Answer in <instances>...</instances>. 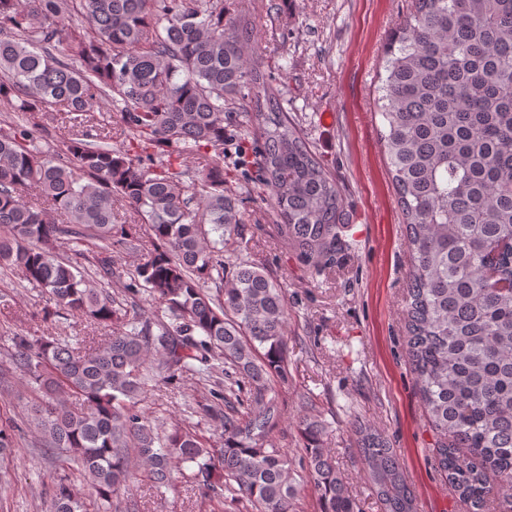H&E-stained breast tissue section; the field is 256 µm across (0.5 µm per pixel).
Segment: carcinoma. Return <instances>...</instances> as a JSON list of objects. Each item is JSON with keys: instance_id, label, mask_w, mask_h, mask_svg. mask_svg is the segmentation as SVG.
Masks as SVG:
<instances>
[{"instance_id": "1", "label": "carcinoma", "mask_w": 512, "mask_h": 512, "mask_svg": "<svg viewBox=\"0 0 512 512\" xmlns=\"http://www.w3.org/2000/svg\"><path fill=\"white\" fill-rule=\"evenodd\" d=\"M253 41L251 14L226 23L221 0H0V109L16 113L0 132V265L89 332L77 345L17 334L10 359L43 393L41 446L66 452L102 502L129 489L133 454L157 490L191 467L205 495L254 512H293L300 494L274 440L284 295L259 265L224 261L242 225L224 191L226 102L251 114L281 232L316 266L336 253L342 200L247 56ZM382 68L375 105L411 251L407 354L439 470L471 512H489L494 489L512 493V0H414ZM114 129L126 149H112ZM192 153L190 175L179 159ZM117 201L131 223H116ZM84 245L92 278L60 253ZM146 245L141 284L126 286L133 316L118 328L124 314L102 286L112 247ZM141 289L167 319L145 315ZM217 362L248 386L245 399L202 408L224 437L218 457L187 429L158 435L138 407L150 383L189 373L205 385ZM356 433L384 512H415L396 451L369 427ZM326 434L303 421L320 512H358ZM52 512H87L64 476Z\"/></svg>"}]
</instances>
